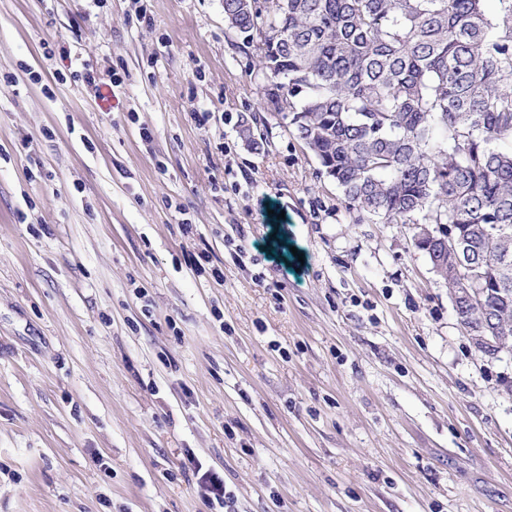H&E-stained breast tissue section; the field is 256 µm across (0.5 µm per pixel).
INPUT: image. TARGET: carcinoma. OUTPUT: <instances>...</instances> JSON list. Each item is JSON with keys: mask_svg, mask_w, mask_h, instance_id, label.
I'll return each mask as SVG.
<instances>
[{"mask_svg": "<svg viewBox=\"0 0 512 512\" xmlns=\"http://www.w3.org/2000/svg\"><path fill=\"white\" fill-rule=\"evenodd\" d=\"M225 0L260 50L265 103L356 220L455 224L485 306L460 322L506 329L512 350V0ZM436 274L457 297L465 274Z\"/></svg>", "mask_w": 512, "mask_h": 512, "instance_id": "obj_1", "label": "carcinoma"}]
</instances>
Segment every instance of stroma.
<instances>
[{
	"label": "stroma",
	"mask_w": 512,
	"mask_h": 512,
	"mask_svg": "<svg viewBox=\"0 0 512 512\" xmlns=\"http://www.w3.org/2000/svg\"><path fill=\"white\" fill-rule=\"evenodd\" d=\"M258 60L222 0H0V512H512V354ZM205 483L208 484L212 498L209 499V506L211 508L219 506L224 508L225 512H234L229 510L232 504V495L227 493L224 487V481L216 474L206 472L201 477ZM227 509V510H226Z\"/></svg>",
	"instance_id": "stroma-1"
}]
</instances>
